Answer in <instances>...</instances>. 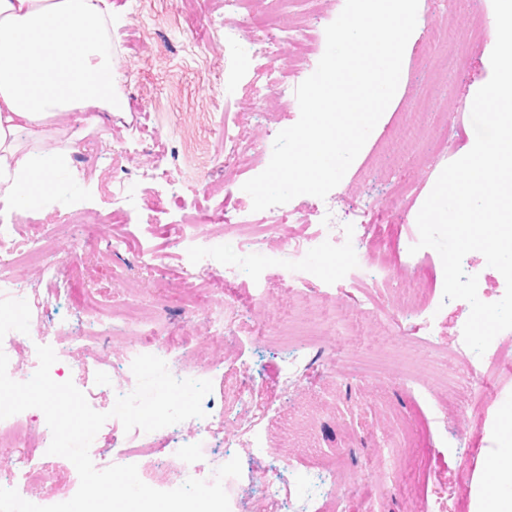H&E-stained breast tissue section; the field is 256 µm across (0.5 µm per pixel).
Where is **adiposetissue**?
<instances>
[{
	"label": "adipose tissue",
	"instance_id": "1",
	"mask_svg": "<svg viewBox=\"0 0 512 512\" xmlns=\"http://www.w3.org/2000/svg\"><path fill=\"white\" fill-rule=\"evenodd\" d=\"M107 0H0V200L42 210L65 183L72 141L28 150L52 121L99 128L120 109Z\"/></svg>",
	"mask_w": 512,
	"mask_h": 512
}]
</instances>
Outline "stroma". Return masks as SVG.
Returning <instances> with one entry per match:
<instances>
[{"mask_svg":"<svg viewBox=\"0 0 512 512\" xmlns=\"http://www.w3.org/2000/svg\"><path fill=\"white\" fill-rule=\"evenodd\" d=\"M108 2L120 22L112 51L122 62L117 93L124 107L97 131L103 150L129 152L131 166L141 170L191 166L196 206L182 209L165 183L137 180L127 187L136 211L113 212L101 170L72 161L73 206L97 234L86 239L54 228V215L19 212L20 232L52 234L55 251L70 258L51 284L38 268L18 269V278L39 283L48 300L32 305L31 332L51 333L52 347L68 345L69 337L55 333L58 324L87 316L94 298L116 307L135 303L146 315L162 316L173 355L219 364L210 399L215 411L224 412L229 431L253 429L264 438L262 453L240 456V487H252L286 457L300 472L337 458L358 481L338 487V505L317 496L306 512H436L440 494L447 512H481L489 456L512 407V330L498 335L509 355L496 364L494 378L471 382V402H458L443 386L424 390L422 381L439 372L466 379L465 362L450 351L470 306L444 301V270L434 249L413 254L409 248L419 239L416 217L439 174L475 143L472 104L491 77L496 42L492 0H471L486 31L461 59L452 57L446 35L466 27L467 11L457 0H419L392 104L332 191L341 206L361 211L354 238L335 254L310 251L295 264L289 242L319 227L279 224L270 232L271 249L244 254L228 241L224 259L242 264L243 273L228 280L218 272L203 286L187 271L184 237L193 224L251 211L243 184L267 167L277 134L300 115L293 98L284 103L271 97L255 108L247 90L264 84L269 67L287 69L295 58L317 66L325 29L345 0H317L305 16L282 6L271 15L255 13L254 30L277 20L311 33L307 40L281 42L269 57L244 47L233 55L225 50L223 31L208 24L224 0ZM228 134L252 144L233 163L224 159ZM377 200L381 208L369 209ZM104 213L111 216L105 224L99 221ZM407 275L420 287L412 314L396 310ZM227 302L234 319L266 326L272 342L246 334L208 336L207 315ZM149 339L147 328L123 325L76 353L91 366L102 358L116 364L129 343ZM332 355L338 370L328 375L321 365ZM292 357L300 361L301 377L290 389L284 380ZM240 371L258 384L246 416L224 402L225 373ZM394 411L411 434L391 480L374 451L393 441ZM133 439L118 419L107 420L90 447L95 468L133 464L141 480L151 482L150 465L166 457L167 446L159 439L151 450L133 454Z\"/></svg>","mask_w":512,"mask_h":512,"instance_id":"stroma-1","label":"stroma"}]
</instances>
